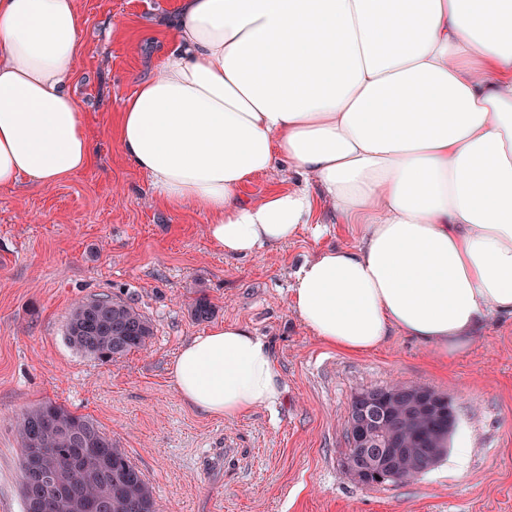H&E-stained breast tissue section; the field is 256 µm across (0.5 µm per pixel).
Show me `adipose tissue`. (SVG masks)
<instances>
[{"label":"adipose tissue","mask_w":512,"mask_h":512,"mask_svg":"<svg viewBox=\"0 0 512 512\" xmlns=\"http://www.w3.org/2000/svg\"><path fill=\"white\" fill-rule=\"evenodd\" d=\"M81 31L77 0H0V188L89 165L70 88ZM118 142L225 255L291 242L322 202L357 225L290 289L331 347L400 334L445 359L512 318V0H183ZM280 162L303 187L244 199ZM170 377L185 404L227 419L283 397L267 341L236 324L186 343Z\"/></svg>","instance_id":"1"}]
</instances>
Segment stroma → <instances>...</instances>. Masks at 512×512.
Returning <instances> with one entry per match:
<instances>
[{"instance_id":"stroma-1","label":"stroma","mask_w":512,"mask_h":512,"mask_svg":"<svg viewBox=\"0 0 512 512\" xmlns=\"http://www.w3.org/2000/svg\"><path fill=\"white\" fill-rule=\"evenodd\" d=\"M181 0H77L72 86L93 161L47 188H0V512H22L15 422L52 401L94 419L154 487L163 512H512V320L491 319L465 353L438 359L393 336L350 354L288 305L293 272L351 225L305 229L286 246L228 258L193 211L173 212L117 141L121 104L154 75ZM103 296L151 320L145 348L104 362L70 343L73 307ZM207 298L209 319L194 318ZM266 337L285 394L233 420L179 398L169 367L216 324ZM393 382L454 400L464 460L409 482L367 486L344 464L352 396Z\"/></svg>"}]
</instances>
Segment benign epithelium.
Instances as JSON below:
<instances>
[{
  "label": "benign epithelium",
  "mask_w": 512,
  "mask_h": 512,
  "mask_svg": "<svg viewBox=\"0 0 512 512\" xmlns=\"http://www.w3.org/2000/svg\"><path fill=\"white\" fill-rule=\"evenodd\" d=\"M446 402L421 386L389 385L356 393L346 437L358 454L345 459L349 473L364 482L377 473L415 478L431 469L444 452L435 436L447 429L439 410ZM384 437L386 447H376Z\"/></svg>",
  "instance_id": "7a95c632"
}]
</instances>
